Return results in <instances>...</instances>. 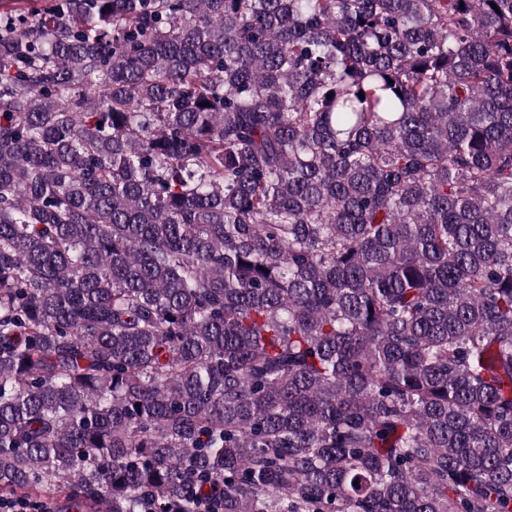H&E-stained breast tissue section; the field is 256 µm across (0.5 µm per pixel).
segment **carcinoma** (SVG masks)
<instances>
[{
	"label": "carcinoma",
	"mask_w": 512,
	"mask_h": 512,
	"mask_svg": "<svg viewBox=\"0 0 512 512\" xmlns=\"http://www.w3.org/2000/svg\"><path fill=\"white\" fill-rule=\"evenodd\" d=\"M1 496L512 512V0H6Z\"/></svg>",
	"instance_id": "1"
}]
</instances>
